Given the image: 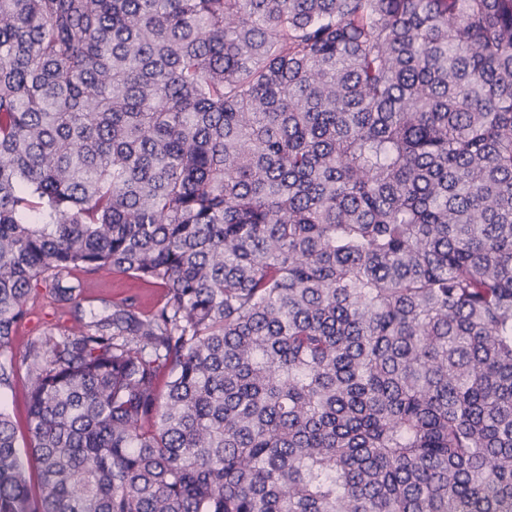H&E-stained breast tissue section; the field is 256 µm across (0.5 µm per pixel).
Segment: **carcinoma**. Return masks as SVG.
<instances>
[{
  "instance_id": "cac0c4a2",
  "label": "carcinoma",
  "mask_w": 512,
  "mask_h": 512,
  "mask_svg": "<svg viewBox=\"0 0 512 512\" xmlns=\"http://www.w3.org/2000/svg\"><path fill=\"white\" fill-rule=\"evenodd\" d=\"M0 19V512H512V0ZM81 292L76 300L64 304H53L43 286L35 291L31 311L21 323L13 343L17 354V365L8 385L0 386V402L16 422L19 446L23 450L29 444L25 432L27 411V380L21 355L28 345L40 339L44 332L52 329L55 333L67 331L76 315L86 321L98 320L112 314L116 305L133 303L142 313H149L161 300L163 288L158 284L136 279L118 273H77Z\"/></svg>"
}]
</instances>
